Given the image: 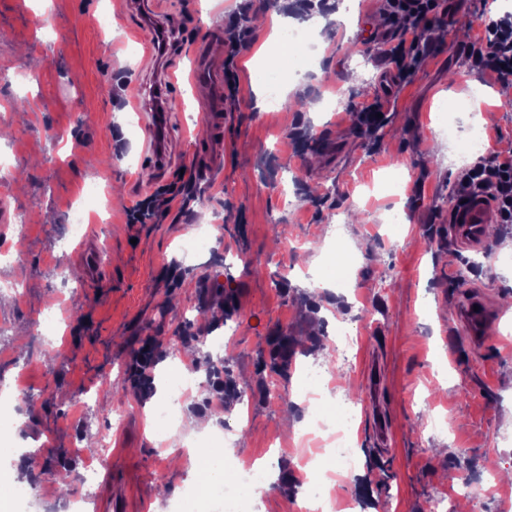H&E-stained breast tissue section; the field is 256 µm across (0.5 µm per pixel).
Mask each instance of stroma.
<instances>
[{
    "label": "stroma",
    "mask_w": 512,
    "mask_h": 512,
    "mask_svg": "<svg viewBox=\"0 0 512 512\" xmlns=\"http://www.w3.org/2000/svg\"><path fill=\"white\" fill-rule=\"evenodd\" d=\"M354 2V21H331L326 74L301 80L306 94L329 100L325 112L254 110V74L235 65L237 94L224 102L223 132L182 84L167 113L163 168L152 164L145 127L123 103L127 86L142 87L153 104L165 70L188 73L190 48L220 24L258 13L307 20L323 14L327 0H0V160L9 167L0 193L11 215L0 224V291L19 289L0 307V378L33 393L18 406L11 445L37 447L39 468L11 471L9 486L44 491L38 512H68L70 500L88 494L95 512L168 506L206 480L174 465L195 438L191 421L234 419L241 389L251 406L235 448L239 463L283 466L313 454L315 443L294 439L282 419L304 420L299 375L328 360L337 320L358 337L351 364L333 379L356 404L362 460L360 476L337 485L338 498L356 502L357 512L378 500L394 501L396 512H429L464 476L474 487L468 512H512V481L501 478L512 470V304L503 302L512 297V227L498 225L484 249L463 250L448 224L457 182L478 158L464 148L472 115L461 93L474 84L493 99L504 86L474 70L467 54L492 0H457L389 85L383 72L391 64L373 52L384 25L380 2ZM376 100L384 122L375 135L359 129L357 111ZM444 105L453 109L451 135L441 127ZM396 168L398 187L384 189ZM183 173L182 194L161 198V216L129 223L130 208ZM91 184L101 190L90 222L106 249L103 283L88 278L68 240V216ZM350 209L358 221L342 225L341 244L362 248L348 282L310 292L299 257ZM392 214L400 218L395 233L386 221ZM209 223L210 252L184 257L188 225ZM476 295L501 315L477 350L459 322ZM49 308L62 322L59 363L34 329ZM229 322L222 406L208 393L189 399L181 427L159 451L150 410L154 385L176 367L167 340L193 350L194 367L207 370L201 341L225 334ZM313 326L317 339L287 370L275 369V336L306 337ZM148 340L157 362L140 385L129 375ZM269 385L278 402L263 394ZM88 390L99 398L83 412L75 399ZM121 404L118 428L112 416ZM102 434L112 438V457L91 490L77 447ZM9 486H0L1 504Z\"/></svg>",
    "instance_id": "1"
}]
</instances>
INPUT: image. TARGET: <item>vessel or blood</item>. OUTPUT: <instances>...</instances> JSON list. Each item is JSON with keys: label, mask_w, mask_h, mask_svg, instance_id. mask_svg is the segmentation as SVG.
<instances>
[{"label": "vessel or blood", "mask_w": 512, "mask_h": 512, "mask_svg": "<svg viewBox=\"0 0 512 512\" xmlns=\"http://www.w3.org/2000/svg\"><path fill=\"white\" fill-rule=\"evenodd\" d=\"M193 67L186 77L170 76L172 86L189 82L199 93L204 115L215 128L224 126V74L223 57L214 55L208 43L198 44L191 53ZM495 211L492 204L482 196L468 198L456 203L450 222L460 245L479 248L484 246V228L494 223ZM462 324L470 344L482 343L495 329L499 320L495 311L484 304L481 298L466 302Z\"/></svg>", "instance_id": "obj_1"}]
</instances>
